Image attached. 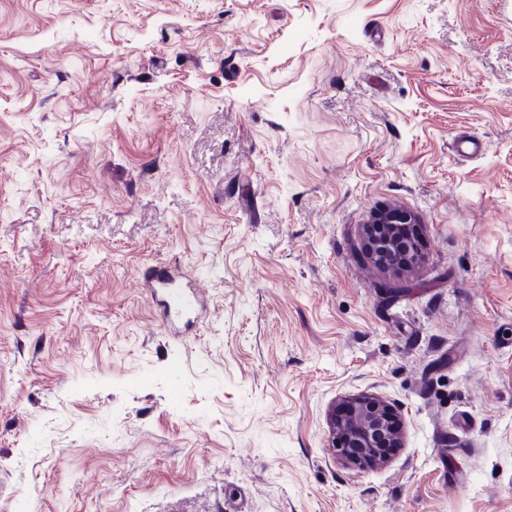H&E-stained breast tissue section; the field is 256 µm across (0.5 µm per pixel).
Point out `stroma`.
Instances as JSON below:
<instances>
[{"instance_id": "1", "label": "stroma", "mask_w": 512, "mask_h": 512, "mask_svg": "<svg viewBox=\"0 0 512 512\" xmlns=\"http://www.w3.org/2000/svg\"><path fill=\"white\" fill-rule=\"evenodd\" d=\"M0 512H512V0H0ZM417 222L412 213L400 209L386 210L373 216L371 223L365 225V231L371 235L373 244L370 255L378 265L384 267L381 264L383 263L389 266L384 260L377 261L391 255L399 245L403 224H417ZM187 288H191L192 295L186 296L179 291H173L170 295L171 307L177 316L197 315L198 311L203 308V304L196 287L192 281L187 279ZM328 426V448L338 459L359 467L386 460L402 444L396 414L376 395L340 400Z\"/></svg>"}]
</instances>
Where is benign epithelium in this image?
<instances>
[{
	"instance_id": "1",
	"label": "benign epithelium",
	"mask_w": 512,
	"mask_h": 512,
	"mask_svg": "<svg viewBox=\"0 0 512 512\" xmlns=\"http://www.w3.org/2000/svg\"><path fill=\"white\" fill-rule=\"evenodd\" d=\"M416 223V217L405 210L375 214L365 225L372 239L371 257L377 261L391 255L399 245L403 225ZM328 426V448L338 459L360 467L386 460L402 444L396 414L376 395L340 400L330 413Z\"/></svg>"
}]
</instances>
